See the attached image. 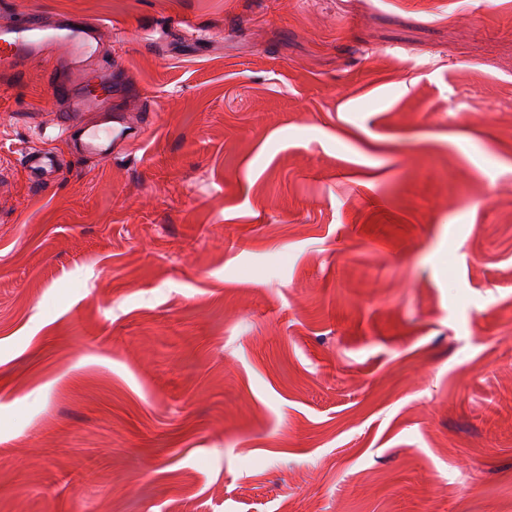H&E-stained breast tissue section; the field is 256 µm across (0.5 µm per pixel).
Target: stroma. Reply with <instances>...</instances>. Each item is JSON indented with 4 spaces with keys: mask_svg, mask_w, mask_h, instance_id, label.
<instances>
[{
    "mask_svg": "<svg viewBox=\"0 0 512 512\" xmlns=\"http://www.w3.org/2000/svg\"><path fill=\"white\" fill-rule=\"evenodd\" d=\"M35 13L148 129L70 155L0 73V512H512V0ZM21 162L31 173L40 177L38 180L42 181V183L53 178L59 169L52 151L46 148L32 153L25 152Z\"/></svg>",
    "mask_w": 512,
    "mask_h": 512,
    "instance_id": "obj_1",
    "label": "stroma"
}]
</instances>
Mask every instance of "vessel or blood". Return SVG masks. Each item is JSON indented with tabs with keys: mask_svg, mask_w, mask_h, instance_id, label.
<instances>
[{
	"mask_svg": "<svg viewBox=\"0 0 512 512\" xmlns=\"http://www.w3.org/2000/svg\"><path fill=\"white\" fill-rule=\"evenodd\" d=\"M98 41V24L76 15L40 14L0 25V70L14 71L37 59L52 62L53 96L62 108L58 137L71 141L80 156L100 162L125 153L142 137L144 126L110 112L108 99L126 76L120 70L93 67ZM22 162L44 181L59 169L46 148L24 154Z\"/></svg>",
	"mask_w": 512,
	"mask_h": 512,
	"instance_id": "1",
	"label": "vessel or blood"
}]
</instances>
